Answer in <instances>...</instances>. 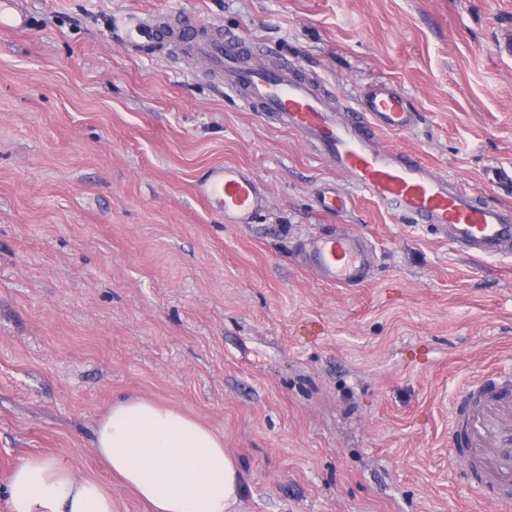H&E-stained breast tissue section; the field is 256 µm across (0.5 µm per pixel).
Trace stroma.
<instances>
[{
	"label": "stroma",
	"mask_w": 512,
	"mask_h": 512,
	"mask_svg": "<svg viewBox=\"0 0 512 512\" xmlns=\"http://www.w3.org/2000/svg\"><path fill=\"white\" fill-rule=\"evenodd\" d=\"M0 29V512L40 453L148 512L93 433L113 400L181 408L238 458L237 512H512L448 458L450 403L512 370V259H467L381 214L346 178L244 111L171 47L127 29L175 11L244 33L352 99L388 81L418 125L383 133L462 188L512 207V0H16ZM267 206L227 224L194 196L214 164ZM346 195L322 211V193ZM349 230L373 273L320 280L304 245Z\"/></svg>",
	"instance_id": "obj_1"
}]
</instances>
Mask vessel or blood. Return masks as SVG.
<instances>
[{
    "label": "vessel or blood",
    "instance_id": "1",
    "mask_svg": "<svg viewBox=\"0 0 512 512\" xmlns=\"http://www.w3.org/2000/svg\"><path fill=\"white\" fill-rule=\"evenodd\" d=\"M164 41L186 46L246 111L273 115L279 128L328 160L399 223L434 228L476 261L512 255V209L452 184L418 154L379 147L380 133H405L417 124L416 113L393 83L379 82L339 107L333 95L302 78L293 60L281 59L273 68L254 62L253 43L238 33L207 36L195 21L178 15L167 26L136 27L129 39L134 47ZM195 195L228 224L251 223L266 205L256 177L224 164L210 168ZM307 254L320 279L335 286L364 282L371 264L369 251L349 233L313 238ZM468 392L466 403L452 408L449 438L464 451L467 478L511 494L512 376L486 374Z\"/></svg>",
    "mask_w": 512,
    "mask_h": 512
}]
</instances>
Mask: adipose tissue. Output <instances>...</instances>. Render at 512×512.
Listing matches in <instances>:
<instances>
[{
	"label": "adipose tissue",
	"mask_w": 512,
	"mask_h": 512,
	"mask_svg": "<svg viewBox=\"0 0 512 512\" xmlns=\"http://www.w3.org/2000/svg\"><path fill=\"white\" fill-rule=\"evenodd\" d=\"M94 450L151 512H233L243 471L224 438L180 408L141 397L115 400ZM10 512H112V492L69 465L31 454L5 488Z\"/></svg>",
	"instance_id": "obj_1"
}]
</instances>
